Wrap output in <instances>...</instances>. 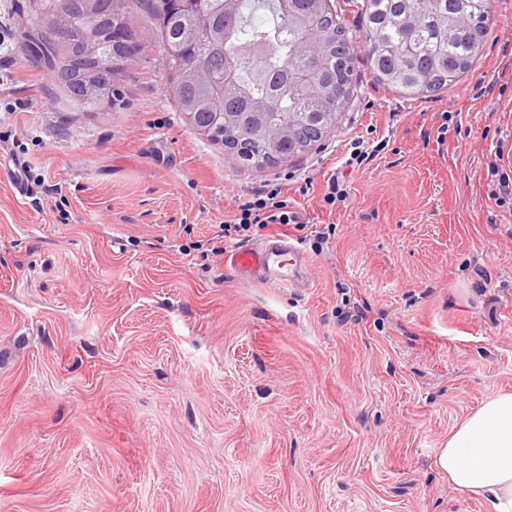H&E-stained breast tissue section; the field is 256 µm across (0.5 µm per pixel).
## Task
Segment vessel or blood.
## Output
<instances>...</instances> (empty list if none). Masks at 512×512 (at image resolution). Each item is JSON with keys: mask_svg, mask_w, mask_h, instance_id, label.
Wrapping results in <instances>:
<instances>
[{"mask_svg": "<svg viewBox=\"0 0 512 512\" xmlns=\"http://www.w3.org/2000/svg\"><path fill=\"white\" fill-rule=\"evenodd\" d=\"M309 259L292 238L270 237L258 246H234L224 254V271L228 274L260 273L272 288H305Z\"/></svg>", "mask_w": 512, "mask_h": 512, "instance_id": "obj_1", "label": "vessel or blood"}]
</instances>
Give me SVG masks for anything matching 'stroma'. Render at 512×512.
Returning a JSON list of instances; mask_svg holds the SVG:
<instances>
[{
	"mask_svg": "<svg viewBox=\"0 0 512 512\" xmlns=\"http://www.w3.org/2000/svg\"><path fill=\"white\" fill-rule=\"evenodd\" d=\"M39 4L0 0V160L30 170L21 197L0 167V512H486L434 460L512 391V216L488 199L512 0L447 90L404 98L358 56L335 126L250 166L180 112L146 18L119 98L75 107L23 46ZM358 141L380 152L329 206ZM270 182L304 223L250 243L299 240L308 287L201 256Z\"/></svg>",
	"mask_w": 512,
	"mask_h": 512,
	"instance_id": "obj_1",
	"label": "stroma"
}]
</instances>
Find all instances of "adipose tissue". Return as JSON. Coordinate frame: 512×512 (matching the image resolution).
Returning <instances> with one entry per match:
<instances>
[{
    "mask_svg": "<svg viewBox=\"0 0 512 512\" xmlns=\"http://www.w3.org/2000/svg\"><path fill=\"white\" fill-rule=\"evenodd\" d=\"M434 464L456 491L483 497L488 512H512V391L458 420Z\"/></svg>",
    "mask_w": 512,
    "mask_h": 512,
    "instance_id": "ef3b65f1",
    "label": "adipose tissue"
}]
</instances>
